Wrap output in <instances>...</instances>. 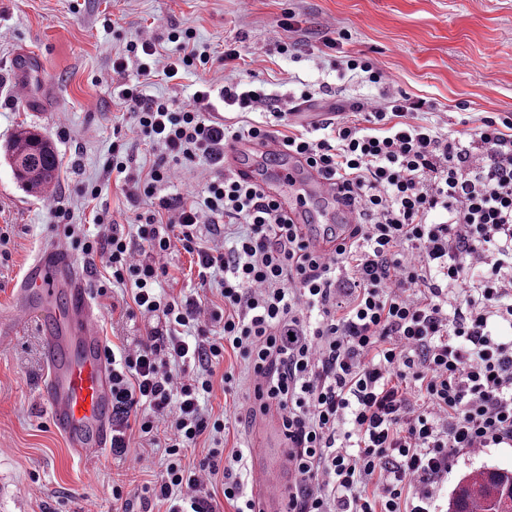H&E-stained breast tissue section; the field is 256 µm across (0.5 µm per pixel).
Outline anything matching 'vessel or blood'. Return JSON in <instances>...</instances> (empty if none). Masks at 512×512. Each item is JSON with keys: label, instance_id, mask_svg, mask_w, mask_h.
<instances>
[{"label": "vessel or blood", "instance_id": "1", "mask_svg": "<svg viewBox=\"0 0 512 512\" xmlns=\"http://www.w3.org/2000/svg\"><path fill=\"white\" fill-rule=\"evenodd\" d=\"M251 159L273 163L274 178L262 182V190L282 214L300 224L316 252L331 251L317 230L310 204L327 202L328 220L339 221V233H346L353 216L349 207L337 203L335 190L277 140H242L225 152L226 166L249 182L254 179L247 166ZM34 319L39 322L45 367L39 399L73 454L94 458L112 445V366L84 274L55 239L47 240L26 267L10 309H0V346ZM251 456L258 512H282L287 487L274 478L272 469L287 461L288 444L276 415L266 414L257 424Z\"/></svg>", "mask_w": 512, "mask_h": 512}]
</instances>
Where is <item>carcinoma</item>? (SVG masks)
I'll return each instance as SVG.
<instances>
[{
    "label": "carcinoma",
    "mask_w": 512,
    "mask_h": 512,
    "mask_svg": "<svg viewBox=\"0 0 512 512\" xmlns=\"http://www.w3.org/2000/svg\"><path fill=\"white\" fill-rule=\"evenodd\" d=\"M8 161L16 180L33 193L47 191L58 181L59 157L52 140L37 131H20L8 146ZM512 509V470L486 468L459 482L448 512H505Z\"/></svg>",
    "instance_id": "1"
}]
</instances>
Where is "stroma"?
Wrapping results in <instances>:
<instances>
[{"mask_svg":"<svg viewBox=\"0 0 512 512\" xmlns=\"http://www.w3.org/2000/svg\"><path fill=\"white\" fill-rule=\"evenodd\" d=\"M294 13L301 56L276 52L287 13ZM119 28H102L103 15ZM192 28L201 46L223 51L236 43L241 57L225 75L265 82L285 97L299 83L327 86L299 104V125L377 96L359 73L339 70L340 54L361 55L392 79V89L448 124L460 119L512 113V0H83L72 13L69 0H0V145L18 125L37 126L56 143L60 173L54 194L64 197L73 221H89L91 206L81 184L98 180L112 141V124L123 109L112 90L97 81L112 59L143 28L157 34L168 25ZM347 33L339 50L324 48L332 32ZM39 52L41 69L32 73V100L15 94L16 61ZM9 226L11 258L0 264V304L41 244L54 237L43 198L26 192L0 157V227ZM111 297H94L104 343L143 336V318L111 309ZM239 386L234 396L215 390L208 412L235 413L224 437L225 450L246 445L255 420L248 398L250 381L243 360L226 354ZM43 373L35 323L0 347V512H114L112 487L134 488L153 480L162 455L151 467L136 464L142 451L131 441L125 455L104 451L92 463L73 457L51 428L39 400ZM487 467L512 468V446L501 444L480 456L457 458L442 484L448 499L458 480Z\"/></svg>","mask_w":512,"mask_h":512,"instance_id":"obj_1","label":"stroma"}]
</instances>
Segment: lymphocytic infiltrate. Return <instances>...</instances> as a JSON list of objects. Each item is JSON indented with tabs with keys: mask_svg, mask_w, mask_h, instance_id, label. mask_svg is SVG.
Here are the masks:
<instances>
[{
	"mask_svg": "<svg viewBox=\"0 0 512 512\" xmlns=\"http://www.w3.org/2000/svg\"><path fill=\"white\" fill-rule=\"evenodd\" d=\"M240 57L230 44L210 52L188 28L140 31L112 61L126 116L101 179L81 190L92 229L61 199L46 201L66 245L101 259L98 294L121 289L126 314L151 325L105 350L112 450L125 454L136 438L161 449L165 466L140 490L113 485L112 502L254 512L247 454L223 448L231 416L203 406L215 384L236 388L224 367L232 352L250 373V400L276 411L288 440L285 512H438L455 458L512 444V113L462 130L417 118L383 70L348 55L343 66L381 96L295 130L294 108L264 86L216 78ZM188 74L198 84L187 99L148 92ZM227 107L241 120L226 121ZM268 138L355 212L350 243L310 251L272 199L225 170L230 144ZM195 166L206 176L192 186L184 176ZM113 185L132 216L111 211ZM177 247L219 303L164 289ZM203 437L206 456L187 464Z\"/></svg>",
	"mask_w": 512,
	"mask_h": 512,
	"instance_id": "1",
	"label": "lymphocytic infiltrate"
}]
</instances>
